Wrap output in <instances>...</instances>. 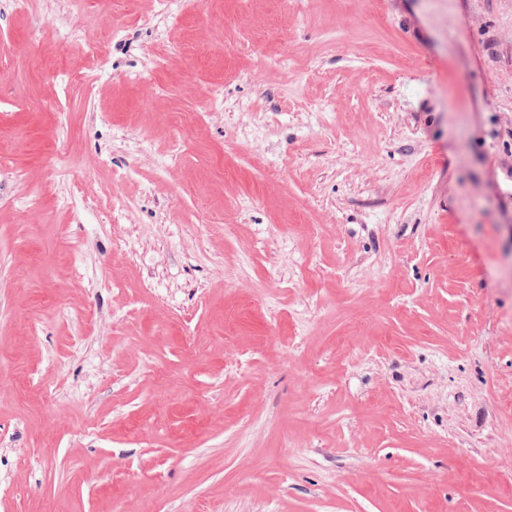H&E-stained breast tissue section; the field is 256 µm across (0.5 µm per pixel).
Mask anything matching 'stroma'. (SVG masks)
<instances>
[{"mask_svg":"<svg viewBox=\"0 0 512 512\" xmlns=\"http://www.w3.org/2000/svg\"><path fill=\"white\" fill-rule=\"evenodd\" d=\"M0 512H512V0H0Z\"/></svg>","mask_w":512,"mask_h":512,"instance_id":"stroma-1","label":"stroma"}]
</instances>
